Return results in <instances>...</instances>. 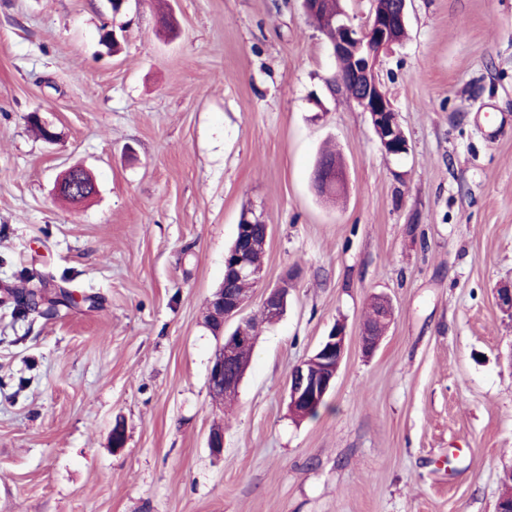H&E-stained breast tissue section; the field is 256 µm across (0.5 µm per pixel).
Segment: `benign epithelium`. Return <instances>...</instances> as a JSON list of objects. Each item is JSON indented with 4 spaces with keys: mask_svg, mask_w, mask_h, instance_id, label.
Returning <instances> with one entry per match:
<instances>
[{
    "mask_svg": "<svg viewBox=\"0 0 512 512\" xmlns=\"http://www.w3.org/2000/svg\"><path fill=\"white\" fill-rule=\"evenodd\" d=\"M372 8L364 26L354 27L344 12L336 16V27L329 36L330 50L338 66L326 83L330 94L347 93V87L355 88L349 99L361 111L369 115L383 150L390 155H401L408 151L407 137L394 119V109L388 93L384 90L376 73V62L381 51L390 48L401 39L400 31L406 28L407 0H371ZM344 184L342 167L337 161L322 158L313 173V185L317 193L327 195L332 187ZM57 192L69 194L74 201L81 202L96 193V185L89 180L82 168H71L64 173L56 185ZM256 222L243 218L233 246L224 256V281L250 280L257 284L263 277V267L251 260V252L257 240L251 235ZM288 289L283 286L268 289L261 307L262 317L275 321L283 313ZM378 315L374 324L363 326L360 343L365 354H372L378 347L391 317V305L383 297L375 298ZM247 297L229 292L219 286L208 300V318L205 324L216 335L224 336V342L214 356L208 375V386L214 397L237 391L242 374L230 371L231 359L239 346L255 343L254 337L239 323L232 332L224 333V326L240 315ZM346 351V332L342 325L333 327L320 342L315 352L295 365L288 377L287 393L290 412L306 417L307 411L325 400L332 389Z\"/></svg>",
    "mask_w": 512,
    "mask_h": 512,
    "instance_id": "obj_1",
    "label": "benign epithelium"
}]
</instances>
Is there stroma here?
I'll return each instance as SVG.
<instances>
[{
	"label": "stroma",
	"instance_id": "obj_1",
	"mask_svg": "<svg viewBox=\"0 0 512 512\" xmlns=\"http://www.w3.org/2000/svg\"><path fill=\"white\" fill-rule=\"evenodd\" d=\"M335 67L301 0H0V288L36 274L80 297L52 317L0 302V512H494L512 0H410L376 66L404 155L328 93ZM328 143L346 172L330 201L312 186ZM75 165L97 186L79 203L55 190ZM245 216L270 228L242 313L256 344L218 402L204 315ZM283 282L284 315L261 322ZM376 295L393 317L368 356ZM337 324L335 385L297 419L290 371Z\"/></svg>",
	"mask_w": 512,
	"mask_h": 512
}]
</instances>
